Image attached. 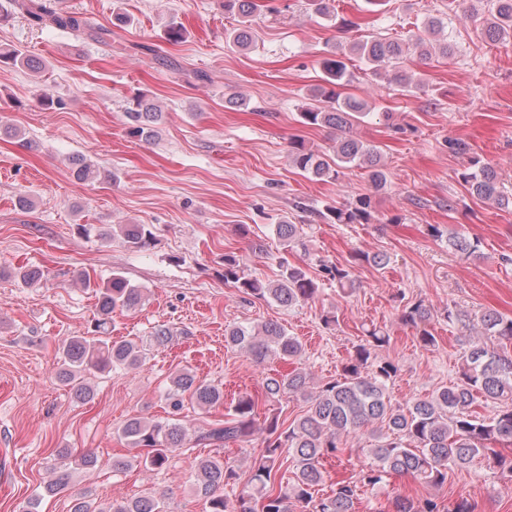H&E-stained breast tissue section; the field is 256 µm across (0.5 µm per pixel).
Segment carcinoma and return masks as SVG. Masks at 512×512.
<instances>
[{"instance_id":"cac0c4a2","label":"carcinoma","mask_w":512,"mask_h":512,"mask_svg":"<svg viewBox=\"0 0 512 512\" xmlns=\"http://www.w3.org/2000/svg\"><path fill=\"white\" fill-rule=\"evenodd\" d=\"M333 2L308 0V6L315 14L331 19L336 16ZM257 9L255 0H224V12L238 18L237 27L228 33L227 43L240 49L249 46L252 17ZM2 10L18 11L41 28L107 43L103 27L79 13L53 9L44 0H5L0 3ZM371 27L373 20L368 16L342 17L337 23L338 30L344 34ZM442 29L441 19L429 16L417 31L405 38L377 33L328 47L329 57L322 62L324 77L311 90V103L301 108L298 116L306 127L336 130L341 136L330 153L316 152L300 138L291 139L289 156L293 166L304 176L325 182L338 179L346 169L360 168L367 172L374 192L383 191L388 177L380 149L351 134L354 125L370 115L368 103L339 91L350 82L348 62L356 56L371 66L373 74L407 91L416 89L420 82L412 81L403 63L411 53L422 60L431 58L434 51L449 57L448 42L435 45L430 40ZM481 34L488 43L512 35V0H490ZM4 62L21 64L32 72L42 69L39 61L16 47H0V63ZM128 117V135L149 142L165 115L150 99L137 94ZM70 163L74 177L80 181L102 176L81 155L72 157ZM459 179L474 197L498 207L512 204V198L500 190L496 170L488 161L471 158ZM372 204V195H360L340 206L326 207V216L334 224H366L372 216ZM94 232L105 242L118 239L136 250L149 247L153 241V233L145 224H104L94 228ZM276 233L286 248L300 242L297 224L284 221L276 225ZM449 242L463 255L471 256L478 250V241L465 236L453 235ZM223 263L224 283L257 299L288 307L318 292L317 280L303 267L288 263L286 258L281 262L280 278L268 283L245 274L233 252L224 253ZM320 272L343 292L356 288L347 266L323 263ZM9 277L23 285H33L43 274L38 269L22 266L11 271ZM76 280L92 289L97 297L93 335L71 336L59 346L58 380L69 386L77 401L88 403L94 398V390L85 381L86 375L140 368L146 363L150 348L167 343L173 333L161 327L147 341L142 337L112 336L113 314L142 306L147 300L146 289L132 285L119 273L112 274L102 284L85 271ZM437 316V311L420 299L405 303L399 320L416 331L421 345L432 347L436 337L427 325ZM477 325L481 336L466 344L458 379L410 404L392 402L390 384L397 376L398 366L378 357L377 350L389 344L390 336L375 327L364 330L360 343L342 364L340 377L319 387L313 386L312 372L306 367L295 366L266 378L264 400L274 402L286 395L308 404L305 413L286 428L275 414L266 417L263 427L257 428L259 399L247 393L229 404L224 418L194 429L189 427L182 416L185 405L205 410L224 406V385L203 380L190 369H181L170 377V384L163 392L168 407L166 416H133L125 421L119 436L129 445V451L112 458V471L124 473L142 467L159 472L167 469L174 457L183 456L189 460L194 490L205 499L207 512H356L360 487L375 489L387 485L394 476L410 475L429 487L441 488L447 484L448 470L466 467L479 457L489 468L512 475V456L495 448L497 444L512 445V355L482 340L484 336L512 339V316L488 310L478 318ZM224 342L246 352L258 364L267 359L294 363L303 352L302 342L288 335L277 322L228 325L224 328ZM479 396L500 405L494 416L483 418L472 410ZM367 429L377 440L375 447L368 449L372 462L360 470L358 479L338 480L330 494L320 495L325 462L340 458L343 438ZM258 430L262 431L263 450L251 460L248 483L230 498L224 495V487L236 483L237 470L218 454L200 457L194 455V450L199 447L219 450L229 443L245 444ZM287 459L295 467L293 480L277 486L275 474ZM96 464L97 457L91 452L63 462L53 469L44 493L48 496L70 493V512H166L162 497L152 491L115 500L104 507L92 498L89 490L74 489L75 473H88ZM391 507V512H476L477 504L464 496L446 504L432 498L414 500L397 494L391 500Z\"/></svg>"}]
</instances>
